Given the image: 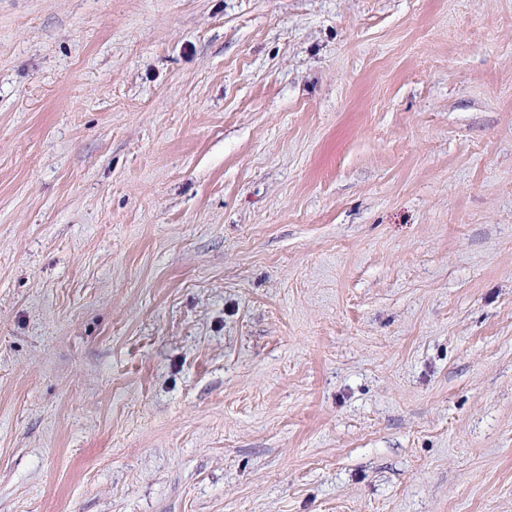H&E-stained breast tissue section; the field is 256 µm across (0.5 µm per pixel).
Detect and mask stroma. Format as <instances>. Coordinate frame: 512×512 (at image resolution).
Segmentation results:
<instances>
[{
  "label": "stroma",
  "mask_w": 512,
  "mask_h": 512,
  "mask_svg": "<svg viewBox=\"0 0 512 512\" xmlns=\"http://www.w3.org/2000/svg\"><path fill=\"white\" fill-rule=\"evenodd\" d=\"M0 512H512V0H0Z\"/></svg>",
  "instance_id": "35a3bbf8"
}]
</instances>
